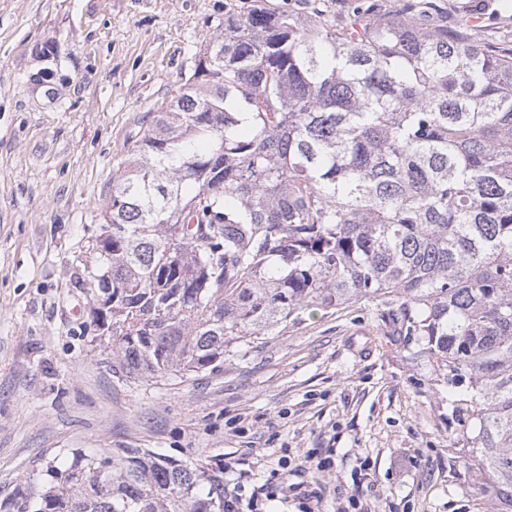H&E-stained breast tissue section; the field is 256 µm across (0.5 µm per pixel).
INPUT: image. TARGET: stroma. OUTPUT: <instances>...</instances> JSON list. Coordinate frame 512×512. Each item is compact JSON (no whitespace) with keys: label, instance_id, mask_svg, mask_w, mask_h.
Segmentation results:
<instances>
[{"label":"stroma","instance_id":"1","mask_svg":"<svg viewBox=\"0 0 512 512\" xmlns=\"http://www.w3.org/2000/svg\"><path fill=\"white\" fill-rule=\"evenodd\" d=\"M434 27L480 16L512 38V0H434ZM303 0H0V500L61 448H147L232 463L250 495L283 476L337 512H492L450 455L448 388L407 357L383 307L305 312L185 378L116 374L95 342L87 249L106 193L153 112L188 78L224 16ZM333 449L330 476L301 472Z\"/></svg>","mask_w":512,"mask_h":512}]
</instances>
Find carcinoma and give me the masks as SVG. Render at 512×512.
<instances>
[{"mask_svg": "<svg viewBox=\"0 0 512 512\" xmlns=\"http://www.w3.org/2000/svg\"><path fill=\"white\" fill-rule=\"evenodd\" d=\"M426 8L224 19L113 177L93 324L123 376H185L371 298L448 385L458 458L512 512V45L424 28ZM222 500V464L68 448L0 512Z\"/></svg>", "mask_w": 512, "mask_h": 512, "instance_id": "cac0c4a2", "label": "carcinoma"}]
</instances>
